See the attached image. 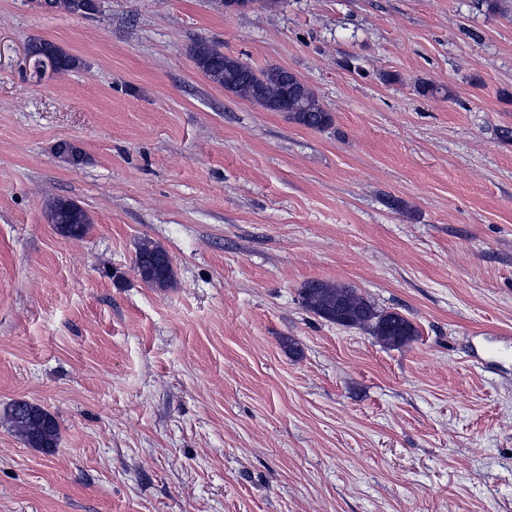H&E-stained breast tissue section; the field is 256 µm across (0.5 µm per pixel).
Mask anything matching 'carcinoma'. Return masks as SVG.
<instances>
[{"label": "carcinoma", "mask_w": 512, "mask_h": 512, "mask_svg": "<svg viewBox=\"0 0 512 512\" xmlns=\"http://www.w3.org/2000/svg\"><path fill=\"white\" fill-rule=\"evenodd\" d=\"M44 42L29 43L28 57L35 72L51 68L65 73L77 66V59L55 49L50 58L42 56ZM194 67L211 82L242 99L257 103L271 112H285L288 118L308 129L321 130L332 123L330 112L314 90L297 75L279 67L257 70L241 58L224 54L216 43L197 41L190 49ZM48 220L65 237H81L90 218L75 201L58 198L49 206ZM135 268L140 279L152 288H168L175 274L167 251L151 242H142L136 252ZM302 306L336 325L359 328L387 346H400L418 336L416 327L397 312L378 310L358 289L318 279L310 280L299 291ZM6 418L13 433L30 448L46 452L57 447L59 424L54 415L37 404L20 399L11 403Z\"/></svg>", "instance_id": "cac0c4a2"}]
</instances>
